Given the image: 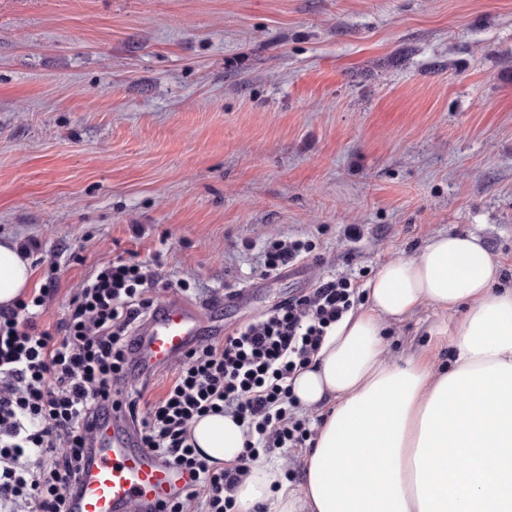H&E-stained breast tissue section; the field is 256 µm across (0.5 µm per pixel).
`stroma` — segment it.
I'll return each mask as SVG.
<instances>
[{
	"mask_svg": "<svg viewBox=\"0 0 512 512\" xmlns=\"http://www.w3.org/2000/svg\"><path fill=\"white\" fill-rule=\"evenodd\" d=\"M440 233L512 285V0H0V236L39 242L34 286L58 267L40 326L120 256L219 339ZM276 235L317 258L263 277ZM444 320L391 324L387 359L447 360Z\"/></svg>",
	"mask_w": 512,
	"mask_h": 512,
	"instance_id": "1",
	"label": "stroma"
}]
</instances>
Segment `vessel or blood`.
Returning a JSON list of instances; mask_svg holds the SVG:
<instances>
[{"label": "vessel or blood", "mask_w": 512, "mask_h": 512, "mask_svg": "<svg viewBox=\"0 0 512 512\" xmlns=\"http://www.w3.org/2000/svg\"><path fill=\"white\" fill-rule=\"evenodd\" d=\"M198 309L183 301L154 306L136 331L134 363L151 373L182 358L205 335ZM189 473L143 447L124 418L101 423L99 438L85 452L82 472L67 500V512H152L159 501L183 494Z\"/></svg>", "instance_id": "1"}]
</instances>
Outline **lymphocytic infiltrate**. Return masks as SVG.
<instances>
[{"label":"lymphocytic infiltrate","mask_w":512,"mask_h":512,"mask_svg":"<svg viewBox=\"0 0 512 512\" xmlns=\"http://www.w3.org/2000/svg\"><path fill=\"white\" fill-rule=\"evenodd\" d=\"M315 249L310 239L273 237L261 273L277 276ZM157 283L146 265L117 259L76 286L56 327L38 324L53 281L0 307V512H67L91 423L108 417L112 387L129 373L130 336L153 307ZM360 297L351 277L317 280L222 340L202 339L156 400H127L143 445L193 478L155 512H235L233 492L250 462L275 448L312 447L315 433L295 414L292 380ZM210 414L231 415L244 430L232 465L210 463L193 443L194 421Z\"/></svg>","instance_id":"lymphocytic-infiltrate-1"}]
</instances>
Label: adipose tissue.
<instances>
[{
    "mask_svg": "<svg viewBox=\"0 0 512 512\" xmlns=\"http://www.w3.org/2000/svg\"><path fill=\"white\" fill-rule=\"evenodd\" d=\"M32 258L0 238V305L32 287ZM366 307L329 331L292 391L322 411L299 490L259 461L235 491L241 512H512V287L473 236L440 234L383 264ZM458 314L447 366L383 356V326L420 305ZM197 450L231 465L241 427L210 415L192 427Z\"/></svg>",
    "mask_w": 512,
    "mask_h": 512,
    "instance_id": "adipose-tissue-1",
    "label": "adipose tissue"
}]
</instances>
